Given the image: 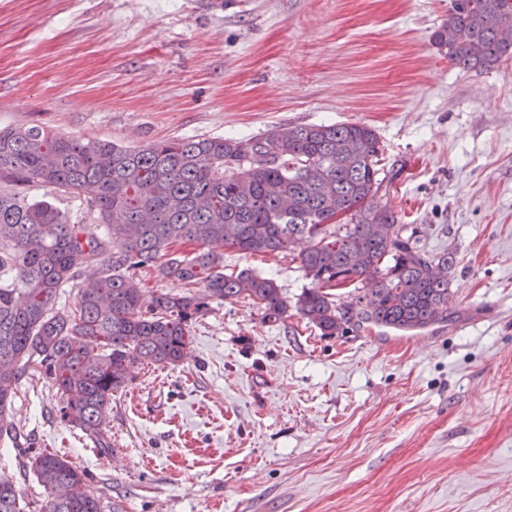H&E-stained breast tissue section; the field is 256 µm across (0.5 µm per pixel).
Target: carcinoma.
Here are the masks:
<instances>
[{"label":"carcinoma","instance_id":"carcinoma-1","mask_svg":"<svg viewBox=\"0 0 512 512\" xmlns=\"http://www.w3.org/2000/svg\"><path fill=\"white\" fill-rule=\"evenodd\" d=\"M504 27L512 28V0H450L432 39L456 68L481 74L512 56ZM380 154L376 131L357 123L134 148L39 124L0 128V437L16 438L12 402L32 357L57 389L60 418L100 443L104 410L126 387L130 367L187 359L211 300L248 302L269 321L288 318V298L274 279L248 268L224 272L217 246L275 254L309 239L297 260L311 287L294 307L323 336L448 320L455 255L425 251L393 211L374 204ZM31 184L85 199L97 225L73 224L55 203L28 199L21 188ZM377 224L391 235L377 233ZM148 269L188 292L159 293L143 307ZM83 274L77 306L57 310L59 288ZM341 287L367 289L356 314L334 293ZM19 454L47 494L41 512H103L89 474L66 456ZM75 485L83 496L66 494ZM0 512H26L13 481L2 477Z\"/></svg>","mask_w":512,"mask_h":512}]
</instances>
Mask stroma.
Masks as SVG:
<instances>
[{
	"instance_id": "1",
	"label": "stroma",
	"mask_w": 512,
	"mask_h": 512,
	"mask_svg": "<svg viewBox=\"0 0 512 512\" xmlns=\"http://www.w3.org/2000/svg\"><path fill=\"white\" fill-rule=\"evenodd\" d=\"M0 0V127L40 123L139 147L363 123L383 149L375 204L454 252L452 309L486 318L323 336L212 301L191 356L138 365L104 418L58 413L39 359L19 379L0 476L44 489L15 445L88 471L105 512H512V59L463 73L432 40L450 0ZM228 270L310 281L295 259Z\"/></svg>"
}]
</instances>
